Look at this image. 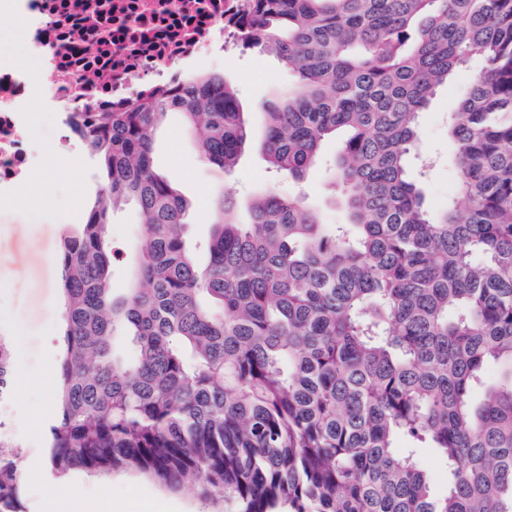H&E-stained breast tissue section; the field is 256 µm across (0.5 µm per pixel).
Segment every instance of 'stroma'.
Returning <instances> with one entry per match:
<instances>
[{
	"mask_svg": "<svg viewBox=\"0 0 512 512\" xmlns=\"http://www.w3.org/2000/svg\"><path fill=\"white\" fill-rule=\"evenodd\" d=\"M209 72L224 77L234 87L246 113L251 142L238 166L227 174L201 160L198 136L180 114H169L157 130L155 163L191 203L188 222L192 241L208 237L215 199L221 193L238 203L243 220L248 217L249 200L272 188L283 194L304 192L307 203L326 222L346 223L344 210L330 196L333 172L326 165L327 159L340 151L341 139L325 141L323 162L299 184L276 175L261 151L264 119L260 107L277 101L294 80L276 55L231 43ZM467 80V72L457 73L419 116L418 158L410 166L418 168L422 157L432 164L423 188L427 208L433 214L442 211L456 194L448 114L454 111ZM29 110L43 162L23 196L0 199V330L11 338L16 372L10 397L0 402V443L18 451L24 510L56 512L58 499L65 496L72 502V512H82L84 502L91 500L105 507L125 503L131 512H156L160 499L170 512H224L221 497L203 495L192 487L172 489L135 471L101 476L74 472L63 479L50 474L44 442L46 424L54 413L62 353L61 238L66 225L84 223L103 183L97 158L82 145L69 150V169H60L57 154L62 131L57 114L37 101ZM142 233L134 205L114 210L109 236L115 250L112 286L116 292H123L129 284Z\"/></svg>",
	"mask_w": 512,
	"mask_h": 512,
	"instance_id": "35a3bbf8",
	"label": "stroma"
}]
</instances>
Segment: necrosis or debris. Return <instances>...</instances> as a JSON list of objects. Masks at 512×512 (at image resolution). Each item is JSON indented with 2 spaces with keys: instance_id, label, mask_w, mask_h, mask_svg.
Instances as JSON below:
<instances>
[{
  "instance_id": "obj_1",
  "label": "necrosis or debris",
  "mask_w": 512,
  "mask_h": 512,
  "mask_svg": "<svg viewBox=\"0 0 512 512\" xmlns=\"http://www.w3.org/2000/svg\"><path fill=\"white\" fill-rule=\"evenodd\" d=\"M252 0H0L22 19L28 49L50 75L0 66V195L27 183L41 155L27 107L40 96L64 122L129 110L142 96L181 85L186 66L217 59L233 33L227 19Z\"/></svg>"
}]
</instances>
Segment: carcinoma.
Here are the masks:
<instances>
[{"label":"carcinoma","instance_id":"carcinoma-1","mask_svg":"<svg viewBox=\"0 0 512 512\" xmlns=\"http://www.w3.org/2000/svg\"><path fill=\"white\" fill-rule=\"evenodd\" d=\"M232 20L295 73L262 105L270 166L300 180L346 134L347 223L266 191L241 224L221 195L201 263L153 134L180 112L203 161L233 170L250 141L230 84L197 76L100 113L83 144L107 181L61 241L51 475L200 484L228 512H512V0H254ZM474 54L448 120L466 213L431 215L407 171L418 117ZM129 200L144 237L116 296L108 229ZM14 373L0 333V401ZM417 448L445 461L444 493ZM0 512H24L3 453Z\"/></svg>","mask_w":512,"mask_h":512}]
</instances>
